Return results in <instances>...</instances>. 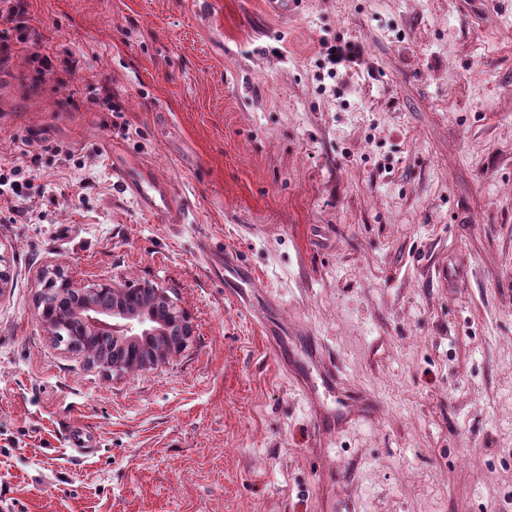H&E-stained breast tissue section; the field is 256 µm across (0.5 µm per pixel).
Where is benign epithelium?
I'll return each instance as SVG.
<instances>
[{
  "label": "benign epithelium",
  "instance_id": "7a95c632",
  "mask_svg": "<svg viewBox=\"0 0 512 512\" xmlns=\"http://www.w3.org/2000/svg\"><path fill=\"white\" fill-rule=\"evenodd\" d=\"M50 282L55 285L53 292L59 301H65L73 294L80 296V302L73 306L58 308L51 317L39 315L41 326L51 335H56V329L63 323L73 322L78 327L77 334L90 339L107 336L112 347L121 350L138 336L144 335L153 339L148 347L149 355L146 364L165 361L170 355V338L164 324L152 326L153 320L149 311L154 300L162 299L168 303L169 317L175 321L185 336L191 335L188 316L167 294L165 289L153 285H140L134 288L140 296L138 309L132 311L125 306L129 300L128 290L124 286L111 283H98L92 287H79L61 273L54 274ZM112 291L114 307L102 309L98 304V295L103 290Z\"/></svg>",
  "mask_w": 512,
  "mask_h": 512
}]
</instances>
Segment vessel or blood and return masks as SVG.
<instances>
[{
  "instance_id": "vessel-or-blood-1",
  "label": "vessel or blood",
  "mask_w": 512,
  "mask_h": 512,
  "mask_svg": "<svg viewBox=\"0 0 512 512\" xmlns=\"http://www.w3.org/2000/svg\"><path fill=\"white\" fill-rule=\"evenodd\" d=\"M116 175L122 189L137 196L145 208L170 220L176 218V194L171 185L142 175L139 164L132 160L119 167ZM219 276L223 279L225 288L239 297L247 295L255 282L251 269L238 256L232 254L225 255ZM290 378L314 412L319 432H336L374 410L373 402L367 399L340 395L339 375L334 368L326 365L322 357L317 356L301 362L298 368L291 370Z\"/></svg>"
}]
</instances>
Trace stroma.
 Segmentation results:
<instances>
[{
	"label": "stroma",
	"instance_id": "35a3bbf8",
	"mask_svg": "<svg viewBox=\"0 0 512 512\" xmlns=\"http://www.w3.org/2000/svg\"><path fill=\"white\" fill-rule=\"evenodd\" d=\"M297 2L26 0L42 54L84 64L42 78L16 42L0 69V169L30 180L0 192V512H512V0ZM54 270L164 288L193 333L108 372L39 324ZM299 343L377 405L326 446ZM140 173L139 164L133 160L116 170L122 189L137 196L145 208L169 221L176 219L178 209L174 188L170 184L155 182ZM224 287L239 298L247 295L248 289L254 288L255 276L251 269L238 257L224 252L223 267L217 266Z\"/></svg>",
	"mask_w": 512,
	"mask_h": 512
}]
</instances>
